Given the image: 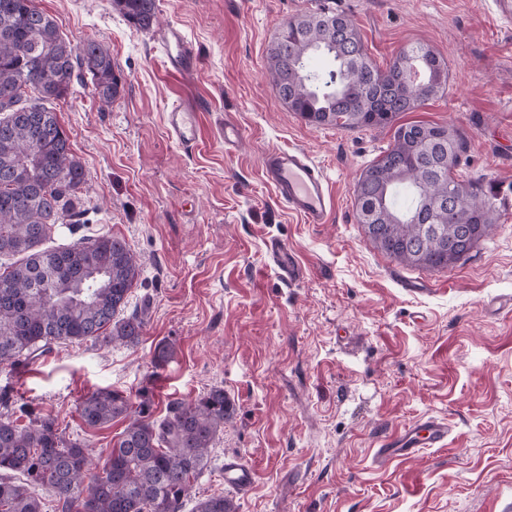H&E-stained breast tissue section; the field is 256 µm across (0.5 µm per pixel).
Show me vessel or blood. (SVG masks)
<instances>
[{"label": "vessel or blood", "instance_id": "vessel-or-blood-1", "mask_svg": "<svg viewBox=\"0 0 512 512\" xmlns=\"http://www.w3.org/2000/svg\"><path fill=\"white\" fill-rule=\"evenodd\" d=\"M152 40L169 74L187 76L194 72L197 50L179 26L157 27ZM165 124L171 137L182 146L189 148L196 144L198 114L193 106L172 105L165 114ZM261 169L265 183L272 187L288 213L310 224L324 223L333 206V197L323 169L307 153L295 148H269L261 157ZM269 249L284 280L292 282L300 278L301 271L283 243L270 242ZM450 432L447 420L436 416L419 419L383 440L375 451L374 459L378 465L384 466L398 458L418 455L426 448L444 447ZM254 482V473L249 466L235 458L225 459V486L247 489Z\"/></svg>", "mask_w": 512, "mask_h": 512}]
</instances>
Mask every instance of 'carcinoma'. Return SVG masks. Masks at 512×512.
Returning a JSON list of instances; mask_svg holds the SVG:
<instances>
[{"instance_id":"1","label":"carcinoma","mask_w":512,"mask_h":512,"mask_svg":"<svg viewBox=\"0 0 512 512\" xmlns=\"http://www.w3.org/2000/svg\"><path fill=\"white\" fill-rule=\"evenodd\" d=\"M30 2L0 0V364L14 367L60 343L137 344L145 326L137 314L117 318L140 276L124 241L98 234L40 248L57 226L81 223L77 204L87 177L46 102L67 98L78 84L107 105L119 88L107 49L92 38L79 45L63 39ZM112 4L137 29L156 21V0ZM317 56L330 60L326 70L311 65ZM268 70L280 101L308 124L394 128L392 143L358 178L357 221L376 248L402 264L440 270L468 255L457 229L488 236L496 222L493 191L455 177L463 135L450 126L397 123L448 87V62L430 47L411 44L383 70L350 18L319 9L283 24L268 49ZM455 183L453 203L422 218V196L446 201ZM401 188L412 195L404 210L395 202ZM77 410L89 427L128 419L102 475L89 477L87 449L66 439L53 418L0 419V512H43L39 486L54 492L58 512H182L233 405L214 387L170 403L158 421L149 398L134 405L102 390L83 397ZM191 512L236 507L216 495L198 499Z\"/></svg>"}]
</instances>
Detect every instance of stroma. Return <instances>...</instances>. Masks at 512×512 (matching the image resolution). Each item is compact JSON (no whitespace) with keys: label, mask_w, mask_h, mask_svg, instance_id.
Masks as SVG:
<instances>
[{"label":"stroma","mask_w":512,"mask_h":512,"mask_svg":"<svg viewBox=\"0 0 512 512\" xmlns=\"http://www.w3.org/2000/svg\"><path fill=\"white\" fill-rule=\"evenodd\" d=\"M72 44L109 49L123 79L101 105L90 90L55 102L87 181L79 230L124 240L140 264L128 311L143 313L137 345L61 344L27 368L0 364V418L27 403L83 443L97 464L125 427L86 426L81 398L118 390L170 402L223 387L235 412L186 508L224 495L238 512H503L512 504V35L477 0H156L157 22L196 44L193 75H169L149 33L111 0H36ZM328 6L355 22L379 67L420 43L448 63L444 94L401 122L448 125L465 137L455 175L490 186L497 221L467 260L429 271L377 250L357 222L355 185L392 128L306 124L268 78V48L289 19ZM194 103V147L168 133L175 101ZM228 118L243 129L234 153L215 139ZM270 147L306 151L335 195L327 223L289 214L261 176ZM287 246L304 269L283 281L268 252ZM174 354L154 363L159 343ZM426 416L446 419L448 444L387 466L380 439ZM244 458L252 488L225 487L224 459Z\"/></svg>","instance_id":"35a3bbf8"}]
</instances>
